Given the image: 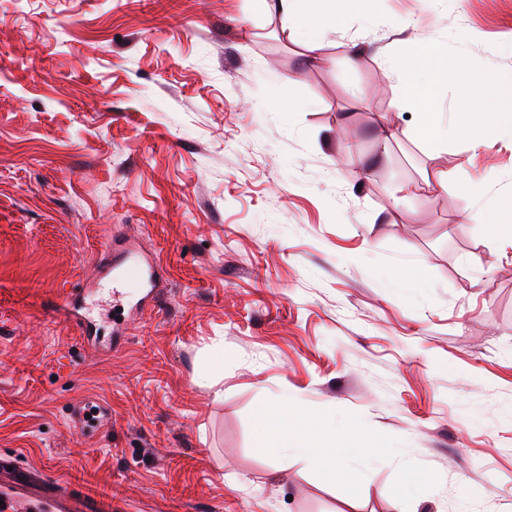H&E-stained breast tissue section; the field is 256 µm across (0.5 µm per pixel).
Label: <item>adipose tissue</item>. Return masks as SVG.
I'll use <instances>...</instances> for the list:
<instances>
[{
    "instance_id": "adipose-tissue-1",
    "label": "adipose tissue",
    "mask_w": 512,
    "mask_h": 512,
    "mask_svg": "<svg viewBox=\"0 0 512 512\" xmlns=\"http://www.w3.org/2000/svg\"><path fill=\"white\" fill-rule=\"evenodd\" d=\"M367 2L270 0V7L290 22H302L304 31L313 33L336 25L348 12L363 8ZM390 72L401 80L422 74L430 85L443 81L463 83L469 87L470 102L464 113L445 127L424 124L418 131L424 142L439 145L447 140L464 139L477 150L484 146L490 133L512 139V80L496 84L476 79L449 62L447 56L431 42L425 43L418 53L392 58ZM303 417L301 401L295 396H286L266 405L257 417L260 447L276 448L299 459L313 455L329 474L340 472L341 449L333 447L314 454L312 436L300 426Z\"/></svg>"
}]
</instances>
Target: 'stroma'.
I'll return each mask as SVG.
<instances>
[{
	"mask_svg": "<svg viewBox=\"0 0 512 512\" xmlns=\"http://www.w3.org/2000/svg\"><path fill=\"white\" fill-rule=\"evenodd\" d=\"M428 40L511 76L512 0H370L312 43L262 0H0V455L112 512H512V249L464 218L512 141L419 139L385 59ZM112 236L167 295L98 352L54 308ZM293 393L360 423L319 439L342 474L259 447Z\"/></svg>",
	"mask_w": 512,
	"mask_h": 512,
	"instance_id": "1",
	"label": "stroma"
}]
</instances>
